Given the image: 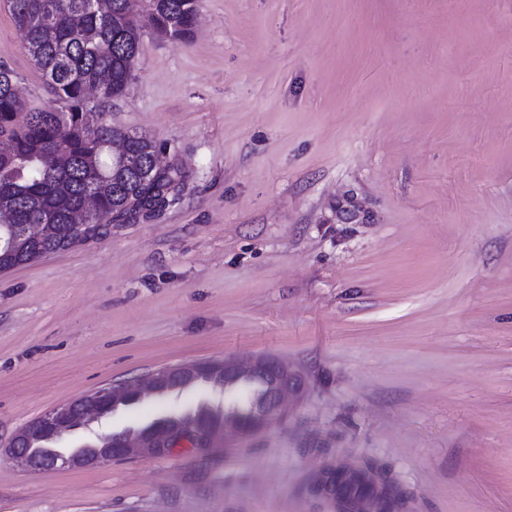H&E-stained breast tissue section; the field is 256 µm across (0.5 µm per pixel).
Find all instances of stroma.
I'll return each mask as SVG.
<instances>
[{
    "label": "stroma",
    "mask_w": 512,
    "mask_h": 512,
    "mask_svg": "<svg viewBox=\"0 0 512 512\" xmlns=\"http://www.w3.org/2000/svg\"><path fill=\"white\" fill-rule=\"evenodd\" d=\"M144 29L112 126L161 144L178 203L0 271V512H336L371 468L395 512H512V0H199ZM0 67L56 102L0 0ZM272 357L287 416L201 454L31 472L49 410L156 370ZM243 392L195 388L112 433ZM351 467L346 466H330L325 469L313 485V489L318 494H321L331 499L337 504V512H383L387 511L382 508L371 507L365 502H354L346 499L341 494L342 486L351 481L353 473L367 474L370 483L374 489L378 486L374 479L365 471L358 470L359 472H351Z\"/></svg>",
    "instance_id": "35a3bbf8"
}]
</instances>
